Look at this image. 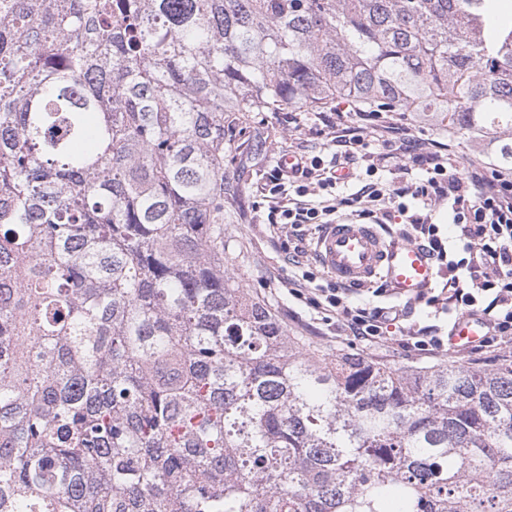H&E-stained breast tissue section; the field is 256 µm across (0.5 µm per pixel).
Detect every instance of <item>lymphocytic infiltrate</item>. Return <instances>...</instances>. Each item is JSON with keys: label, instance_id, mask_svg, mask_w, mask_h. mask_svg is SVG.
Here are the masks:
<instances>
[{"label": "lymphocytic infiltrate", "instance_id": "1", "mask_svg": "<svg viewBox=\"0 0 512 512\" xmlns=\"http://www.w3.org/2000/svg\"><path fill=\"white\" fill-rule=\"evenodd\" d=\"M444 149L441 143L429 149L415 140L396 141L395 157L413 155L424 166L426 178L394 189L369 183L348 203L360 207L362 216L375 219L381 213L380 203L389 194L412 197L426 207L447 202L448 218L461 230L453 243L442 237L439 225L429 223L427 216L409 214L404 205L399 212L407 216L435 260L448 270L440 296L429 297L428 305H440L446 315L484 316L489 335L476 352L491 359L512 347V176L487 174L479 162L459 173L454 157L444 156ZM305 279L310 289L294 290V297L331 316L337 335L372 345L393 340L408 353L444 355L448 341L439 336L436 326L405 327L406 314L400 306H355L336 286L313 287V273H306Z\"/></svg>", "mask_w": 512, "mask_h": 512}]
</instances>
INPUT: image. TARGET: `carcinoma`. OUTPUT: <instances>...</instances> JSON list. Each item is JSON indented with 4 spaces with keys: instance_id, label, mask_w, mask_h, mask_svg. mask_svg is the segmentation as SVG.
Segmentation results:
<instances>
[{
    "instance_id": "cac0c4a2",
    "label": "carcinoma",
    "mask_w": 512,
    "mask_h": 512,
    "mask_svg": "<svg viewBox=\"0 0 512 512\" xmlns=\"http://www.w3.org/2000/svg\"><path fill=\"white\" fill-rule=\"evenodd\" d=\"M495 3L0 0V512H512V360L304 353L224 271L265 112L432 110L512 172Z\"/></svg>"
}]
</instances>
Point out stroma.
Returning <instances> with one entry per match:
<instances>
[{"label":"stroma","instance_id":"stroma-1","mask_svg":"<svg viewBox=\"0 0 512 512\" xmlns=\"http://www.w3.org/2000/svg\"><path fill=\"white\" fill-rule=\"evenodd\" d=\"M262 122L264 126L275 127L277 136L260 142L255 138V127L240 130L230 156L224 161L225 168L234 173L237 181V189L232 197L226 198L224 207L241 214L240 220L224 227V269L232 282L263 300L304 351L328 359L350 354L392 367L427 366V359L408 355L395 344L371 350L351 337L337 341L320 314L290 293L289 282L301 279L303 272H313L320 285L329 283L330 278L316 259H308L301 268L289 261L284 248L285 231L269 220L271 211L282 200L281 195L270 192L271 177L280 158L286 154L317 157L324 166H332L338 150V136L359 131L363 134V144L355 149L349 179L307 198L311 204L322 199L343 201L374 181L394 188L422 178L423 172L412 157L384 161L383 156L389 150L386 127H399L406 138L425 144L450 143L462 171L470 161L482 156L481 145L463 132L448 135L428 112L381 118L367 131L361 128L359 113L350 111L345 112L333 129L325 127L315 112H269Z\"/></svg>","mask_w":512,"mask_h":512}]
</instances>
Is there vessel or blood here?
Wrapping results in <instances>:
<instances>
[{"label":"vessel or blood","mask_w":512,"mask_h":512,"mask_svg":"<svg viewBox=\"0 0 512 512\" xmlns=\"http://www.w3.org/2000/svg\"><path fill=\"white\" fill-rule=\"evenodd\" d=\"M314 255L341 283L364 287L377 279L396 299L424 297L439 276L427 249L400 236L385 237L374 224L338 221L324 225ZM487 334L484 318L465 315L450 323L448 342L462 352L482 342Z\"/></svg>","instance_id":"1"}]
</instances>
